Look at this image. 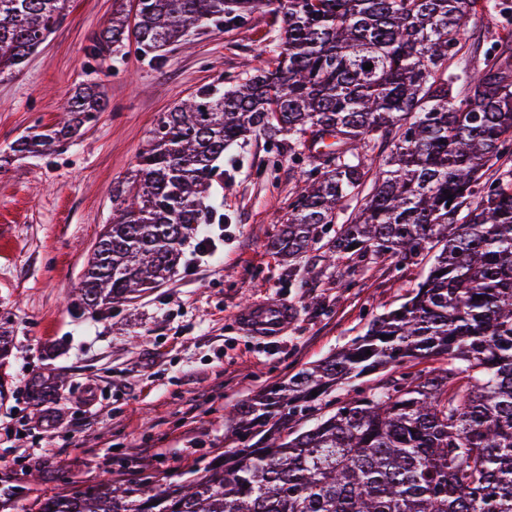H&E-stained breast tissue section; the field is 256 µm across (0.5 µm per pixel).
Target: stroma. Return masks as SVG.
<instances>
[{
  "instance_id": "35a3bbf8",
  "label": "stroma",
  "mask_w": 512,
  "mask_h": 512,
  "mask_svg": "<svg viewBox=\"0 0 512 512\" xmlns=\"http://www.w3.org/2000/svg\"><path fill=\"white\" fill-rule=\"evenodd\" d=\"M113 0H68L64 17L19 70L0 75V512H38L48 497L110 481L155 487L232 448L225 415L365 333L426 276L386 255L328 265L308 252L296 271L271 243L301 185L303 149L253 136L224 153L215 245L171 279L96 315L74 306L87 260L112 221V188L160 113L200 88L243 76L272 56L282 23L205 27L164 50L163 66L126 48L93 58ZM507 17L466 18L460 53L499 41ZM96 84L106 111L53 151L17 157L21 135L54 128L61 104ZM257 301L292 310L286 333L260 339L235 314ZM62 408L48 429V411Z\"/></svg>"
}]
</instances>
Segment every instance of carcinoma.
<instances>
[{
  "label": "carcinoma",
  "instance_id": "carcinoma-1",
  "mask_svg": "<svg viewBox=\"0 0 512 512\" xmlns=\"http://www.w3.org/2000/svg\"><path fill=\"white\" fill-rule=\"evenodd\" d=\"M66 2L0 0V74L26 62ZM115 2L94 51L133 43L157 66L189 31L259 11L280 18L284 36L246 78L205 86L159 115L112 193L79 304L106 310L174 275L200 226L224 223L211 200L212 181L224 178L217 162L255 132L307 151L275 241L288 277L317 245L329 261L376 253L409 264L430 253L431 266L364 335L238 406L235 448L219 461L152 491L114 481L52 496L39 512H512V170L485 177L512 145V72L495 46L477 71L465 61L448 70L464 17L512 6L150 0L132 28L124 0ZM107 107L83 87L62 126L20 137L13 153L38 155ZM379 139L391 150L371 191L325 237L337 206L359 196ZM422 361L435 366L410 371Z\"/></svg>",
  "mask_w": 512,
  "mask_h": 512
}]
</instances>
